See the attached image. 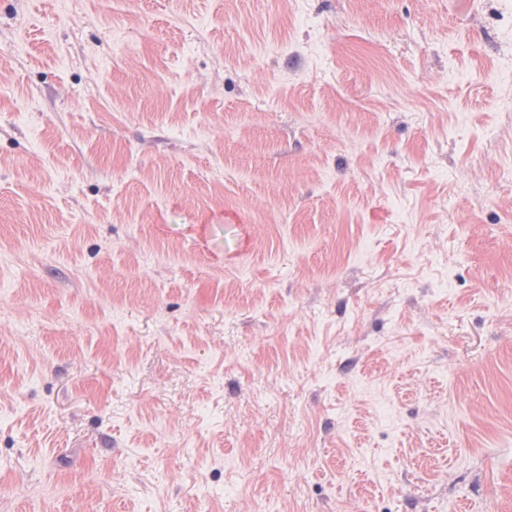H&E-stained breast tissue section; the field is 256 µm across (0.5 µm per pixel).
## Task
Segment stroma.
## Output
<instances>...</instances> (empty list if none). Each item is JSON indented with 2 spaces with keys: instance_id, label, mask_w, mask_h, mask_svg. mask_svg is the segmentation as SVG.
<instances>
[{
  "instance_id": "35a3bbf8",
  "label": "stroma",
  "mask_w": 512,
  "mask_h": 512,
  "mask_svg": "<svg viewBox=\"0 0 512 512\" xmlns=\"http://www.w3.org/2000/svg\"><path fill=\"white\" fill-rule=\"evenodd\" d=\"M0 512H512V0H0Z\"/></svg>"
}]
</instances>
